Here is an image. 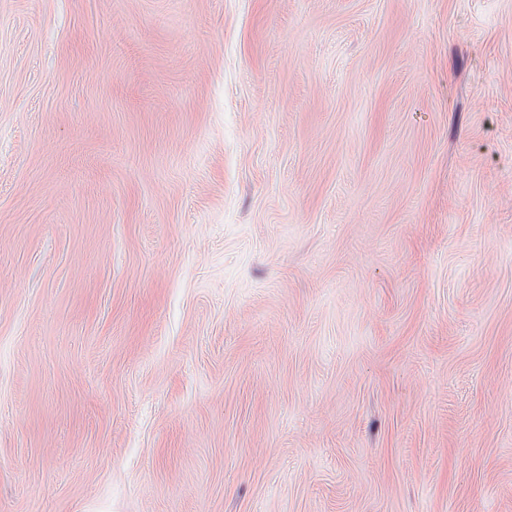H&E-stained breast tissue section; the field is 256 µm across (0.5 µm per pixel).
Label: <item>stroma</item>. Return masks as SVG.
Listing matches in <instances>:
<instances>
[{"label": "stroma", "mask_w": 512, "mask_h": 512, "mask_svg": "<svg viewBox=\"0 0 512 512\" xmlns=\"http://www.w3.org/2000/svg\"><path fill=\"white\" fill-rule=\"evenodd\" d=\"M0 512H512V0H0Z\"/></svg>", "instance_id": "35a3bbf8"}]
</instances>
